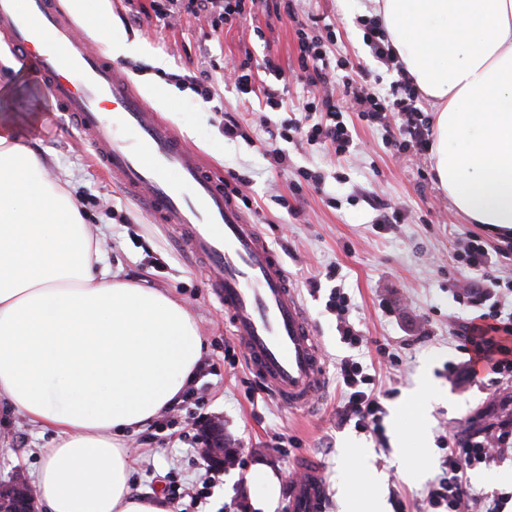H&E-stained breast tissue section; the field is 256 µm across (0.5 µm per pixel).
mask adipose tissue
I'll return each instance as SVG.
<instances>
[{
  "label": "adipose tissue",
  "instance_id": "adipose-tissue-1",
  "mask_svg": "<svg viewBox=\"0 0 512 512\" xmlns=\"http://www.w3.org/2000/svg\"><path fill=\"white\" fill-rule=\"evenodd\" d=\"M434 114L436 181L471 223L512 231V0H370ZM0 111V404L41 431L43 512H172L131 489L125 432L195 381L189 310L125 278L66 187Z\"/></svg>",
  "mask_w": 512,
  "mask_h": 512
}]
</instances>
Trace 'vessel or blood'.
Returning <instances> with one entry per match:
<instances>
[{"instance_id": "obj_1", "label": "vessel or blood", "mask_w": 512, "mask_h": 512, "mask_svg": "<svg viewBox=\"0 0 512 512\" xmlns=\"http://www.w3.org/2000/svg\"><path fill=\"white\" fill-rule=\"evenodd\" d=\"M0 39L84 135L105 175L184 235L251 369L288 408H309L326 386L311 321L276 252L223 181L149 112L118 63L76 36L54 0H0ZM286 509L325 512L319 466L292 482Z\"/></svg>"}]
</instances>
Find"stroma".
<instances>
[{"label": "stroma", "instance_id": "obj_1", "mask_svg": "<svg viewBox=\"0 0 512 512\" xmlns=\"http://www.w3.org/2000/svg\"><path fill=\"white\" fill-rule=\"evenodd\" d=\"M150 3L109 0L112 24L90 41L102 53L111 42L133 43L132 52L118 62L151 111L186 136L217 175L239 178L251 220L277 248L300 291L328 381L307 411L274 400L262 414H255L246 385L251 372L245 352L178 233L152 223L138 202L101 173L88 144L27 69L15 71L0 64V105L11 106L23 117L38 115L36 122L19 123L16 138L37 153L55 156V174L66 183L84 222L105 230L103 247L113 267L181 302L204 339L192 397L129 437L134 493L162 494L172 512H263L264 487L252 476L254 464L260 462L279 480L273 512H286L297 464L313 458L322 465L327 512H356L360 501L370 496L383 502L384 512H424V492L440 474L439 436L480 428L512 414V383L499 386L480 376L457 385L447 371L449 363L464 358L456 335L474 314L473 308L457 301L451 284L480 277L458 262L456 242L472 231L492 244L495 234L467 224L451 207L434 181L430 155L412 161L393 156L383 130L353 112L346 120L356 149L346 159L336 160L319 144L291 143L290 171L270 169L265 125L280 122L282 115L267 112L264 103L244 99L225 83L224 64L251 56L256 89L273 86L287 106H298L308 91L294 78L299 68L295 24L267 14L259 4L230 28L212 27L190 14L164 27L154 15L134 14V7ZM298 12L332 25L336 40L331 51L337 61L360 68L368 82L382 89L396 79V72L386 70L363 43L367 0H300ZM158 58L166 69L153 67ZM268 58L280 67V75L264 71ZM204 87L209 90L205 97L200 94ZM228 112L242 124L244 137L225 139ZM299 169L321 171L323 183L304 186L301 195H293ZM280 196L287 197L288 207L277 204ZM373 198L405 208L407 221L389 231L378 229L377 213L369 205ZM334 264L351 299L350 319L370 339V346L358 349L342 343L336 319L326 308L330 282L324 281L316 292L307 283L311 276L323 277ZM425 318L431 335L423 340L419 327ZM380 343L387 354L377 352ZM349 355L375 372L377 384L390 392L384 401L383 437L337 422V365ZM392 359L398 362L393 369L388 366ZM422 383L428 389L425 410L408 409L410 393ZM215 416L224 423L227 445L241 451L237 465L210 468L196 451L195 423ZM8 429L11 451L0 453L2 481L17 470L36 471L39 450L51 439L18 415L10 418ZM277 433L286 436V451L275 448L272 437ZM375 473L380 476L376 482L371 479ZM469 476L474 491L512 493V454Z\"/></svg>", "mask_w": 512, "mask_h": 512}]
</instances>
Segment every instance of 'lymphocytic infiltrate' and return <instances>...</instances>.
Instances as JSON below:
<instances>
[{"mask_svg":"<svg viewBox=\"0 0 512 512\" xmlns=\"http://www.w3.org/2000/svg\"><path fill=\"white\" fill-rule=\"evenodd\" d=\"M151 8L162 23L184 11L204 16L215 26H231L247 14L248 0H152ZM271 10L276 17L284 16L296 23L300 48L297 81L324 90L323 95L303 102L295 114L282 120L277 138L309 145L321 142L336 158L346 157L354 149V138L344 114L352 110L380 127L398 153L427 152L428 122L417 105L418 92L406 71L399 70L388 92L370 90L354 71L337 73L326 51L327 42L335 35L331 26L319 25L315 20L300 22L296 0H273ZM499 241V246L492 248L479 236L469 235L463 239L458 256L470 269L491 277L497 256L512 252V237L503 235ZM459 288L461 298L477 310L458 336L460 349L469 356L468 368L482 366L499 383L512 380V307H506L487 287L463 282ZM338 378L342 390L336 411L339 422L380 434L386 392L376 389L373 376L350 357L341 359ZM443 447L441 474L426 490L427 512H498L496 503L472 493L467 474L512 451V420L444 439Z\"/></svg>","mask_w":512,"mask_h":512,"instance_id":"1","label":"lymphocytic infiltrate"}]
</instances>
